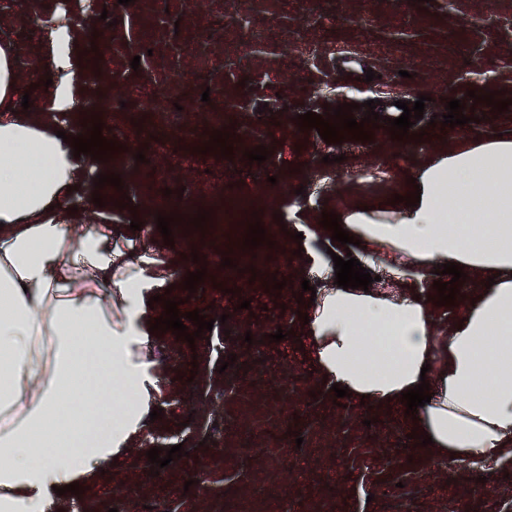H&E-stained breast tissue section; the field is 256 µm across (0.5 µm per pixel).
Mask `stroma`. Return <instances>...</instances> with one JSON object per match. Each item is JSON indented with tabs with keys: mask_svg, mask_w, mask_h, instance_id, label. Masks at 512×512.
I'll use <instances>...</instances> for the list:
<instances>
[{
	"mask_svg": "<svg viewBox=\"0 0 512 512\" xmlns=\"http://www.w3.org/2000/svg\"><path fill=\"white\" fill-rule=\"evenodd\" d=\"M166 6L155 13L142 0H38L34 21L0 0V46L29 58L15 73L30 113L69 96L72 109L57 113L58 124L77 128L99 114L103 137L123 146L108 161L85 160L79 195L62 208L79 233L108 219L112 250L126 257L115 272L140 284L137 307L112 294V323L132 334L139 412L104 474L83 481L82 494L53 498L49 512H512V460L431 456L413 446L405 404L336 400L302 319L317 305L295 299L302 280L318 298L334 284L323 213L391 212L395 195L414 193L409 179L424 160L478 133L512 137V107L498 115L473 100L489 90L512 100V0H196L190 13L185 0ZM242 15L255 19L253 30L238 24ZM175 20L188 52L168 44ZM58 53L70 56L68 71L51 65ZM170 87L180 88L177 101L164 96ZM205 92L224 112L232 157L199 151L213 131L198 109ZM422 95L425 111L411 128L418 142L394 140L383 125L372 141L329 145L296 123L352 102L361 119L371 99L385 116L395 101ZM454 98L480 122L429 127ZM259 145L270 157L249 163L244 148ZM139 152L145 162L135 161ZM103 173L120 174L121 187L95 189ZM96 191L103 206L92 202ZM125 195L131 208L117 205ZM162 195L186 219L219 198L262 197L257 214L274 246L249 274L222 264L238 246L235 225L221 235L194 227L165 245L153 206ZM135 217L141 230L130 228ZM302 225L310 233L298 243L291 234ZM202 266V290L188 293L187 273ZM274 278L283 289L267 290ZM164 293L180 312L213 319L212 330L192 343L150 332ZM279 329L285 339L269 341ZM178 444L184 457L152 473L147 451ZM481 477L490 494L478 493Z\"/></svg>",
	"mask_w": 512,
	"mask_h": 512,
	"instance_id": "obj_1",
	"label": "stroma"
}]
</instances>
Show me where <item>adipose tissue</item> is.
<instances>
[{
	"mask_svg": "<svg viewBox=\"0 0 512 512\" xmlns=\"http://www.w3.org/2000/svg\"><path fill=\"white\" fill-rule=\"evenodd\" d=\"M13 61L0 50V512H40L52 487L95 478L136 398L113 407L105 386L138 390L127 337L112 328V293L137 305L139 284L113 274L107 222L73 232L60 202L76 183L71 144L52 115L14 108ZM45 167L22 179L20 154ZM421 201L388 219L355 212V253L378 244L422 277L453 262L481 282L439 334L426 298L336 288L310 323L312 357L352 398L395 402L420 380L431 401L420 430L434 452L465 462L512 459V137L475 138L426 161ZM121 423H113V412Z\"/></svg>",
	"mask_w": 512,
	"mask_h": 512,
	"instance_id": "ef3b65f1",
	"label": "adipose tissue"
}]
</instances>
